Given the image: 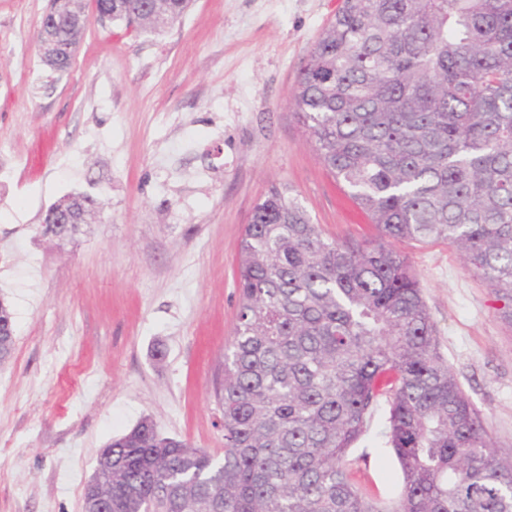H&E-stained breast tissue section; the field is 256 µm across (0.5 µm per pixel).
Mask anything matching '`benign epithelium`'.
I'll return each mask as SVG.
<instances>
[{"mask_svg": "<svg viewBox=\"0 0 512 512\" xmlns=\"http://www.w3.org/2000/svg\"><path fill=\"white\" fill-rule=\"evenodd\" d=\"M61 0H56V7L43 14L40 21L41 36L37 46L38 56L44 64L53 65L58 70L60 63L75 55L77 46L91 24L92 20L99 19L97 15H90L87 9L80 11L59 7ZM60 218L58 223L72 229L86 222V212L76 211L65 205L58 209ZM85 512H112V503H103L98 495L97 479H92L85 488Z\"/></svg>", "mask_w": 512, "mask_h": 512, "instance_id": "benign-epithelium-1", "label": "benign epithelium"}]
</instances>
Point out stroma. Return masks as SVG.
<instances>
[{
	"instance_id": "obj_1",
	"label": "stroma",
	"mask_w": 512,
	"mask_h": 512,
	"mask_svg": "<svg viewBox=\"0 0 512 512\" xmlns=\"http://www.w3.org/2000/svg\"><path fill=\"white\" fill-rule=\"evenodd\" d=\"M49 0H0V512H82L113 438L138 421L224 456L216 398L237 323V254L254 206L290 187L338 241L378 231L320 162L291 96L341 0H192L159 34L92 23L69 73L36 52ZM97 213L64 238L48 207ZM442 353L512 458V327L448 243L393 242ZM386 407L349 453L358 485L396 498ZM72 197L80 198L79 206L84 208L85 211L90 213L93 210L95 206V200L92 197H87L81 194L71 195L67 197V199L65 198L66 200H64L63 202L60 201L61 203L58 202L49 207L44 218L45 225L43 227V233H51L57 236V228L53 227L55 224H50L51 212L61 205L62 206L57 210V212L60 215V218L56 224H65L68 229L67 232L71 231L72 228L77 226V224H84L86 222V212L84 210L75 211L74 209L68 208L66 205H63L68 201V198ZM14 328L10 311L0 315V361L6 360L12 353L14 345Z\"/></svg>"
}]
</instances>
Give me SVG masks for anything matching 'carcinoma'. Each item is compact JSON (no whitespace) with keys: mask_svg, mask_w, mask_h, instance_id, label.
<instances>
[{"mask_svg":"<svg viewBox=\"0 0 512 512\" xmlns=\"http://www.w3.org/2000/svg\"><path fill=\"white\" fill-rule=\"evenodd\" d=\"M95 12L144 31L190 0ZM322 164L382 242H338L289 189L258 203L239 247L238 324L216 395L224 457L148 419L112 440V512H512V463L441 353L407 261L385 241L444 240L512 325V0H342L292 96ZM0 314V361L12 353ZM402 475L363 493L349 451L380 404Z\"/></svg>","mask_w":512,"mask_h":512,"instance_id":"obj_1","label":"carcinoma"}]
</instances>
